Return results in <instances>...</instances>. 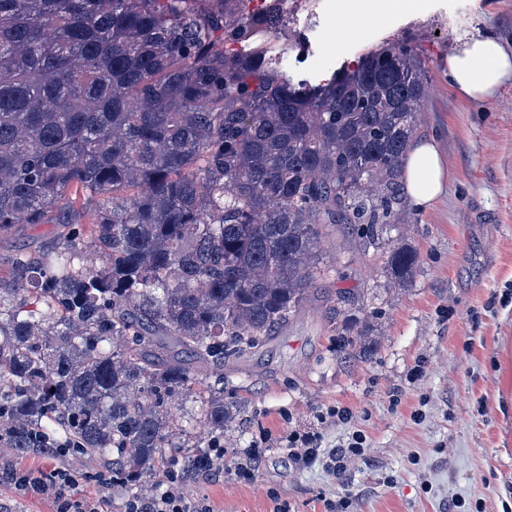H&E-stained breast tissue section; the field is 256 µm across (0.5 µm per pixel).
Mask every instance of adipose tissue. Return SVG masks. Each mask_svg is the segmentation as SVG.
Returning <instances> with one entry per match:
<instances>
[{
    "label": "adipose tissue",
    "instance_id": "1",
    "mask_svg": "<svg viewBox=\"0 0 512 512\" xmlns=\"http://www.w3.org/2000/svg\"><path fill=\"white\" fill-rule=\"evenodd\" d=\"M448 77L464 97H493L512 83V49L491 37L468 40L449 57ZM445 181V163L436 145H414L405 165V189L412 201L421 207L432 204L440 196Z\"/></svg>",
    "mask_w": 512,
    "mask_h": 512
}]
</instances>
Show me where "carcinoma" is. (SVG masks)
Here are the masks:
<instances>
[{"label":"carcinoma","mask_w":512,"mask_h":512,"mask_svg":"<svg viewBox=\"0 0 512 512\" xmlns=\"http://www.w3.org/2000/svg\"><path fill=\"white\" fill-rule=\"evenodd\" d=\"M246 0H0V235L75 206L57 250L0 273V429L33 424L109 461L127 486L178 427L168 398L200 396L224 436V366L313 305L321 238L365 246L399 219L403 169L426 98L412 47L295 84L266 51L219 41L282 32ZM418 255L390 246L397 287ZM70 197H76L75 209L77 211V217L82 224L92 223L100 205L106 204L104 197H92L89 192H82L81 190H78L75 195L73 189L70 193Z\"/></svg>","instance_id":"carcinoma-1"}]
</instances>
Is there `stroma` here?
<instances>
[{
    "instance_id": "1",
    "label": "stroma",
    "mask_w": 512,
    "mask_h": 512,
    "mask_svg": "<svg viewBox=\"0 0 512 512\" xmlns=\"http://www.w3.org/2000/svg\"><path fill=\"white\" fill-rule=\"evenodd\" d=\"M357 11L365 25L337 50L324 38L343 19L336 0H288L285 36L258 31L232 49H267L290 75L313 80L388 44L417 52L429 90L414 138L435 142L448 176L431 206L407 204L387 236L416 251L419 263L411 283L395 290L388 247L363 249L351 234L330 238L319 285L356 298L353 360L338 359V330L320 308L247 350L224 371L233 413L224 458L193 474L188 494L213 512H273L278 499L292 512H324L325 501L343 498L348 512H512V84L470 100L448 80V58L465 40L490 36L512 47V0H424L417 11L357 0ZM59 238L56 224L1 236L0 268L17 244L47 255ZM334 405L350 419L328 417ZM309 431L326 448L361 432L365 456L338 477L296 468L287 437ZM251 449L262 456L252 481L235 471ZM0 464L106 468L73 452L54 459L3 446Z\"/></svg>"
}]
</instances>
